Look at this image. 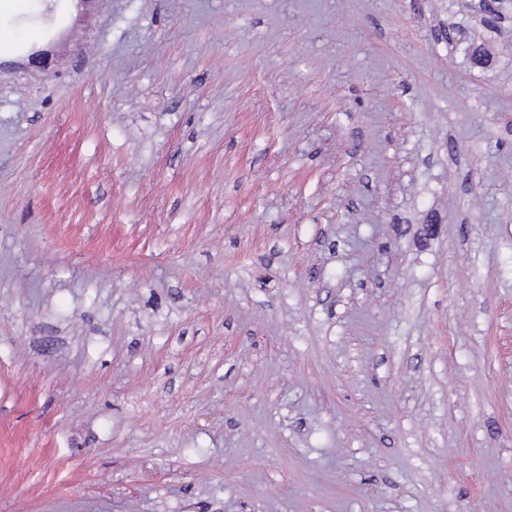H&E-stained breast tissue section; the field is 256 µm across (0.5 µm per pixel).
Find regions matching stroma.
I'll use <instances>...</instances> for the list:
<instances>
[{"instance_id":"obj_1","label":"stroma","mask_w":512,"mask_h":512,"mask_svg":"<svg viewBox=\"0 0 512 512\" xmlns=\"http://www.w3.org/2000/svg\"><path fill=\"white\" fill-rule=\"evenodd\" d=\"M497 8L0 15V512H512Z\"/></svg>"}]
</instances>
